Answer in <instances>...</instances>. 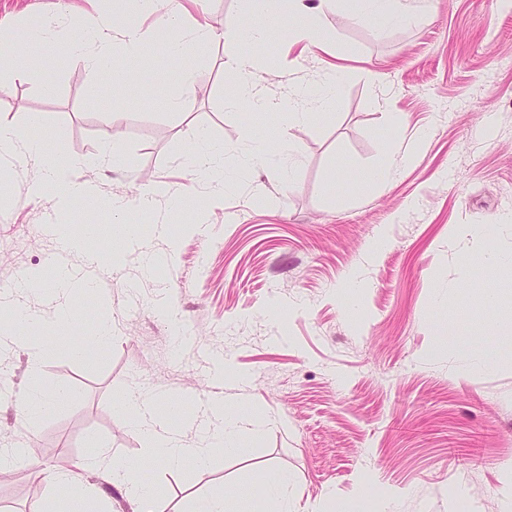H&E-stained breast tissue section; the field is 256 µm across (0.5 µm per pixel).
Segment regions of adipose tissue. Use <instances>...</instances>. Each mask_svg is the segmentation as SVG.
Instances as JSON below:
<instances>
[{
	"instance_id": "ef3b65f1",
	"label": "adipose tissue",
	"mask_w": 512,
	"mask_h": 512,
	"mask_svg": "<svg viewBox=\"0 0 512 512\" xmlns=\"http://www.w3.org/2000/svg\"><path fill=\"white\" fill-rule=\"evenodd\" d=\"M156 0H134L135 13L126 17L122 26H115L111 17L98 12H72L67 5L49 16H37L20 23H0V51L9 52L17 47L27 48L23 62H12L9 74L24 78L30 69L50 71L58 49V33L68 30L71 34L69 49L82 56L95 70H109L115 43H122L130 56H137L142 39L139 18L155 11ZM243 22L216 31L200 25L192 31H185L179 9H167L162 15L157 33L162 50L169 63L181 66V93L174 96L170 105L173 109L182 106L183 93L189 92L193 75L183 68L182 62L191 46L206 45L222 40H245L255 51L229 59L226 70L236 81L237 92L227 104L236 108L247 105L252 112H289L294 120H301V113L295 112L296 91H288L280 97L269 96L257 80V70L266 62L260 48L267 44L271 34H278L281 40L304 41L317 45L325 38L319 24L321 17L331 12L345 11L356 20L386 29L410 26L419 22L418 14L408 8L405 0H240ZM11 156L18 163L34 161L40 164L44 181L55 187L64 197H71L77 187L73 179L80 162L76 159L61 160L45 154L40 143L23 137L18 127L0 122V157ZM42 281L38 275L22 277L17 288L0 293V345L12 344L26 353L32 366H39L51 354L46 337L33 335V327L42 322L40 316L23 307L24 294L41 290ZM158 400L142 396H128L122 406L129 414L133 429L150 443L151 453L162 455L168 465L179 464L185 457H193L199 466L209 462V449L221 448L225 452H236L238 436L245 422L244 417L226 411L223 400L214 399L196 405L192 420L201 431L199 447L187 449L180 442L179 432L171 418L159 416ZM90 468H104L109 484L133 498L136 512H155L157 495L155 486L145 480L144 465L140 462L120 466L102 467L93 460ZM49 483L67 484L66 496L50 497L43 512H110L105 499L81 475L74 471H53Z\"/></svg>"
}]
</instances>
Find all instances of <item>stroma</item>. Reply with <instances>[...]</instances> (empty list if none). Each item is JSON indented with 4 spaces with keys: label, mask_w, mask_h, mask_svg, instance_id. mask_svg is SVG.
Returning a JSON list of instances; mask_svg holds the SVG:
<instances>
[{
    "label": "stroma",
    "mask_w": 512,
    "mask_h": 512,
    "mask_svg": "<svg viewBox=\"0 0 512 512\" xmlns=\"http://www.w3.org/2000/svg\"><path fill=\"white\" fill-rule=\"evenodd\" d=\"M418 24L379 30L348 15L322 20L328 38L304 47L271 37L267 92L313 86L339 66L338 98L301 100L305 121L260 112L242 119L226 107L235 85L224 62L246 45L190 48L194 74L183 111L167 107L178 69L158 71L161 48L144 36L146 85L111 97L106 73L66 50L51 73L0 77V120L35 134L45 151L77 157L87 197L66 203L39 190L38 164L0 161V290L24 274L51 284L57 266L98 269L93 313L55 323L48 292L23 301L44 315L41 335L55 350L39 370L25 353L0 349V447L27 448L37 486L20 469L0 477V512H39L45 474L89 461L144 460L148 443L120 408L122 396L163 393L192 407L219 395L226 409L257 420L239 451L213 450L206 467L187 458L151 465L158 512H189L194 498L226 490L231 512H247L263 467L288 472L293 512H332L370 494V512H505L512 501V273L467 266L490 248L512 252V0H410ZM239 0H188L185 28L237 23ZM121 121L109 120L110 112ZM401 116L397 127L383 115ZM414 162L389 183L374 181L386 157L420 130ZM288 133L302 161L289 182L243 166L252 133ZM224 150L235 185L208 205L214 183L187 172L199 143ZM115 152L117 168L101 155ZM155 184L168 194L141 211ZM129 204L138 244L110 241L112 203ZM206 206L197 216L198 206ZM386 246L373 251L378 238ZM497 292L495 309L485 289ZM112 320V343L84 360L69 342ZM494 354L468 369L461 345ZM68 386L72 396L36 429L18 400L32 379Z\"/></svg>",
    "instance_id": "1"
}]
</instances>
